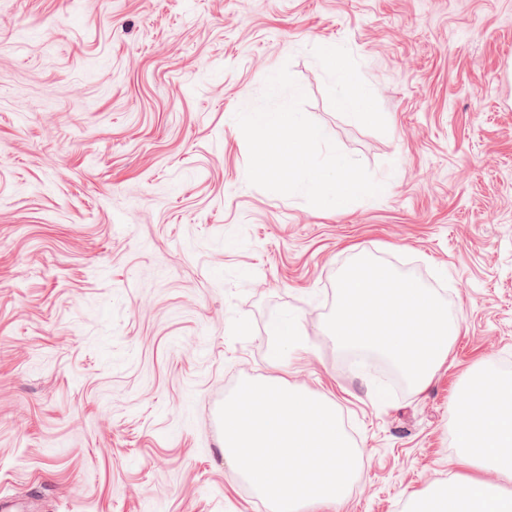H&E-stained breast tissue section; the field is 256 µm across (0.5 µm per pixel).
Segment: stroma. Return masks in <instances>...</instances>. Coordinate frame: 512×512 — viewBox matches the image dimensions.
Segmentation results:
<instances>
[{
  "mask_svg": "<svg viewBox=\"0 0 512 512\" xmlns=\"http://www.w3.org/2000/svg\"><path fill=\"white\" fill-rule=\"evenodd\" d=\"M511 52L512 0H0V512H270L224 458L244 380L335 404L364 460L337 512L461 473V384L512 372ZM284 65L385 195L249 184L235 115ZM362 256L460 321L424 392L329 335ZM329 67L336 73V78L341 86V92L336 98V108L340 111L358 110L353 112L359 119L370 121L375 118L376 112H371L366 100L365 90L344 68L336 57V52L327 49L323 52Z\"/></svg>",
  "mask_w": 512,
  "mask_h": 512,
  "instance_id": "1",
  "label": "stroma"
}]
</instances>
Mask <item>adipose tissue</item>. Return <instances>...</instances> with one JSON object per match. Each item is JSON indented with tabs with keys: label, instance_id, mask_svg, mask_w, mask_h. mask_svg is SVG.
Instances as JSON below:
<instances>
[{
	"label": "adipose tissue",
	"instance_id": "1",
	"mask_svg": "<svg viewBox=\"0 0 512 512\" xmlns=\"http://www.w3.org/2000/svg\"><path fill=\"white\" fill-rule=\"evenodd\" d=\"M324 57L341 86L336 107L357 111L361 120L374 119L366 93L344 68L334 50ZM462 406L454 409L452 443L466 476L453 475L424 496L408 500L405 512H512V494L499 483L512 480V376L491 366L475 369ZM494 480H487V473Z\"/></svg>",
	"mask_w": 512,
	"mask_h": 512
}]
</instances>
